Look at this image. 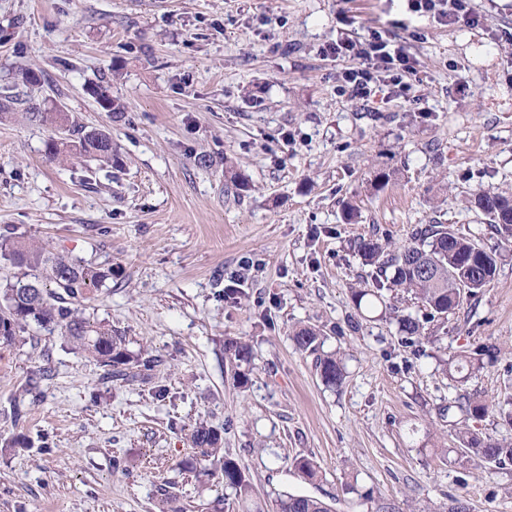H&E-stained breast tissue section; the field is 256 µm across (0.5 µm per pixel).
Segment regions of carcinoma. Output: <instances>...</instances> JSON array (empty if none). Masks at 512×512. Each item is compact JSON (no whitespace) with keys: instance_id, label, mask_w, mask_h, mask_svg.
I'll use <instances>...</instances> for the list:
<instances>
[{"instance_id":"1","label":"carcinoma","mask_w":512,"mask_h":512,"mask_svg":"<svg viewBox=\"0 0 512 512\" xmlns=\"http://www.w3.org/2000/svg\"><path fill=\"white\" fill-rule=\"evenodd\" d=\"M96 100L104 103V110L115 115L125 112L124 104L112 97L110 87L100 85L94 91ZM31 121H39L57 130L58 123L67 126L63 140L51 135L45 141V154L66 162L87 159L112 163V136L99 130H88L70 120L68 115L43 112L31 106L25 112ZM475 207L487 219V226L504 239H512V195L480 188L474 197ZM358 252L369 266L376 269L374 288L359 289L353 293L356 308L374 309L384 303V288H401L414 295L426 307L425 321L409 315L397 317L398 331L405 339L419 343L424 322L448 316L462 303L463 298L475 296L496 275L499 256L493 250H479L474 239L449 232L446 224H429L411 234V242L389 253L379 239L361 238ZM0 263L14 269L13 280L0 289V343L12 344L17 336L28 331L60 330L62 338L73 349L84 353L95 364L104 368L109 378L133 379V365L145 368L154 363L150 357L133 355L126 347L125 337L112 327L85 315L80 303L88 294L112 279V267H102L55 253L46 246L11 232L0 237ZM290 339L297 349L316 355L315 367L324 384L338 387L344 380V366L338 354L323 351L324 336L313 327L293 331ZM224 355L239 368L250 366L252 350L237 339L224 343ZM51 369L40 367L25 385V393L36 399L41 396L40 384L49 380ZM461 409L467 415L481 419L490 412L502 421L512 424V399L491 403L480 397L466 400ZM195 459L208 461L222 451L221 435L205 422L197 423L190 434ZM463 452L482 464L501 468L512 465V443L500 442L476 431L459 435ZM294 472L304 480L317 474V465L307 457L294 459ZM224 486L243 497L251 489L249 481L235 461L223 460ZM279 512H328L321 500L297 493L279 495Z\"/></svg>"}]
</instances>
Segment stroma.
<instances>
[{
	"mask_svg": "<svg viewBox=\"0 0 512 512\" xmlns=\"http://www.w3.org/2000/svg\"><path fill=\"white\" fill-rule=\"evenodd\" d=\"M467 3L478 25L405 0H0V91L19 113L0 122V234L112 267L86 311L156 358L145 378L110 381L56 333L0 345V512H277L285 490L331 512H448L454 497L512 512V466L481 467L456 439L512 443V425L455 406L512 396V241L471 205L481 187L512 192V0ZM399 24L422 77L413 100L339 94L343 64L323 46ZM30 67L44 83L23 84ZM101 82L126 103L121 117L97 104ZM32 103L111 133L116 161L50 160L49 128L22 116ZM382 171L389 183L373 187ZM436 223L496 250L498 270L413 345L396 323L422 317L411 294L354 306L373 272L357 243L393 250ZM297 325L343 352L340 388L290 340ZM229 339L253 350L242 388ZM486 345L494 361L449 379L446 360ZM43 365L41 398H21ZM202 419L248 496L225 489L219 465L182 469ZM17 435L28 447H7ZM300 456L316 481L294 475Z\"/></svg>",
	"mask_w": 512,
	"mask_h": 512,
	"instance_id": "35a3bbf8",
	"label": "stroma"
}]
</instances>
